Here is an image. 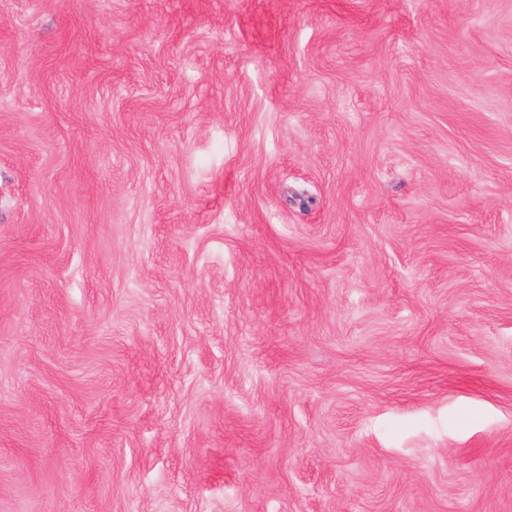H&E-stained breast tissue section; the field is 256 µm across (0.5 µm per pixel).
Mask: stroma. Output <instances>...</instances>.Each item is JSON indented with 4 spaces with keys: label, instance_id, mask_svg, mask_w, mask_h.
Segmentation results:
<instances>
[{
    "label": "stroma",
    "instance_id": "stroma-1",
    "mask_svg": "<svg viewBox=\"0 0 512 512\" xmlns=\"http://www.w3.org/2000/svg\"><path fill=\"white\" fill-rule=\"evenodd\" d=\"M0 512H512V0H0Z\"/></svg>",
    "mask_w": 512,
    "mask_h": 512
}]
</instances>
